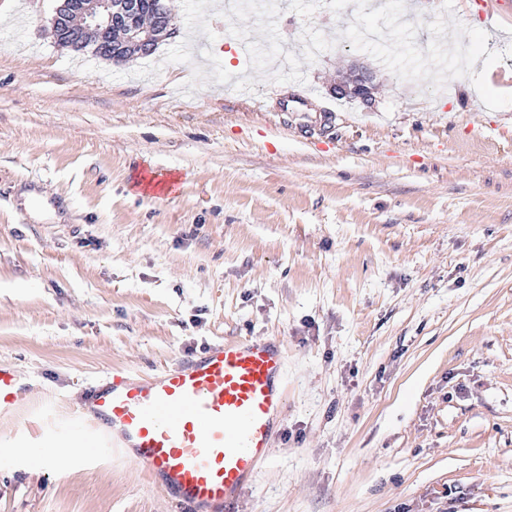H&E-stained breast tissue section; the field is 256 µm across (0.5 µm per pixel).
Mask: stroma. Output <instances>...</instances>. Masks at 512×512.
Listing matches in <instances>:
<instances>
[{
	"label": "stroma",
	"instance_id": "35a3bbf8",
	"mask_svg": "<svg viewBox=\"0 0 512 512\" xmlns=\"http://www.w3.org/2000/svg\"><path fill=\"white\" fill-rule=\"evenodd\" d=\"M166 0L116 65L0 0V512H179L79 412L241 336L285 400L233 512H512V20L474 0ZM496 59L487 94L449 45ZM350 63L371 103L336 96ZM333 116H326L327 106ZM20 397L15 372L0 366V411L15 406Z\"/></svg>",
	"mask_w": 512,
	"mask_h": 512
}]
</instances>
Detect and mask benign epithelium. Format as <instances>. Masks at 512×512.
<instances>
[{
  "label": "benign epithelium",
  "instance_id": "7a95c632",
  "mask_svg": "<svg viewBox=\"0 0 512 512\" xmlns=\"http://www.w3.org/2000/svg\"><path fill=\"white\" fill-rule=\"evenodd\" d=\"M115 30L120 36L110 42L101 58L125 64L133 60V48L147 49L153 42L171 37L174 17L165 0H159L158 15L150 23L139 21L137 0H56L47 34L58 46L79 52L89 45L88 36L111 35ZM373 80L370 71L354 67L336 83L334 91L367 102Z\"/></svg>",
  "mask_w": 512,
  "mask_h": 512
}]
</instances>
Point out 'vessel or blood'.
Wrapping results in <instances>:
<instances>
[{"label":"vessel or blood","instance_id":"vessel-or-blood-1","mask_svg":"<svg viewBox=\"0 0 512 512\" xmlns=\"http://www.w3.org/2000/svg\"><path fill=\"white\" fill-rule=\"evenodd\" d=\"M284 366L274 340L227 341L151 374H105L82 419L118 433L182 512H224L268 457ZM20 397L14 371L0 367V411Z\"/></svg>","mask_w":512,"mask_h":512}]
</instances>
